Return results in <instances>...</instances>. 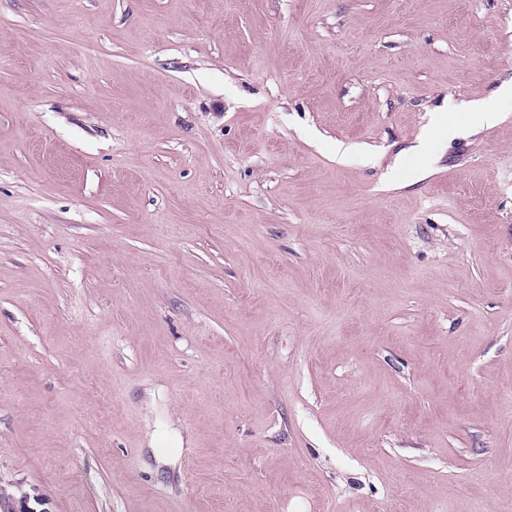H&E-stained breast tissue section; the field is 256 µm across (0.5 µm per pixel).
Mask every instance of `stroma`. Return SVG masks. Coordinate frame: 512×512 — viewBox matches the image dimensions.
<instances>
[{
    "label": "stroma",
    "mask_w": 512,
    "mask_h": 512,
    "mask_svg": "<svg viewBox=\"0 0 512 512\" xmlns=\"http://www.w3.org/2000/svg\"><path fill=\"white\" fill-rule=\"evenodd\" d=\"M511 80L512 0H0L10 512H512ZM468 112H440L435 119V133L439 135V141L448 140L454 136L465 124L462 120L463 114Z\"/></svg>",
    "instance_id": "stroma-1"
}]
</instances>
